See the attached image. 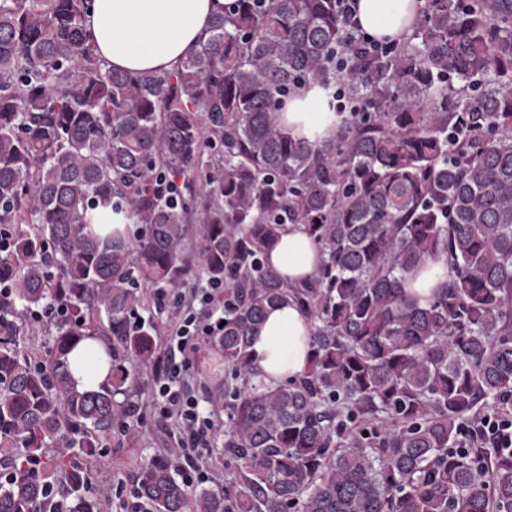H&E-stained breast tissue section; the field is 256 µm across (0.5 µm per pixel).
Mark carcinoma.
I'll use <instances>...</instances> for the list:
<instances>
[{
  "instance_id": "cac0c4a2",
  "label": "carcinoma",
  "mask_w": 512,
  "mask_h": 512,
  "mask_svg": "<svg viewBox=\"0 0 512 512\" xmlns=\"http://www.w3.org/2000/svg\"><path fill=\"white\" fill-rule=\"evenodd\" d=\"M90 2L0 0V512H99L76 455L97 460L156 354L141 289L195 264L224 282L241 479L197 491L151 457L149 512H512V450L459 439L479 404L512 412V0H426L380 54L348 42L337 0H233L167 72L106 66ZM338 82L359 111L293 138L284 100ZM114 215L141 235L96 231ZM290 224L322 256L303 285L266 262ZM438 258L448 283L423 306L406 277ZM290 299L310 368L255 384L251 339ZM42 307L60 310L45 365L21 349ZM91 333L112 381L84 391L68 355Z\"/></svg>"
}]
</instances>
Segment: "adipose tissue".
I'll list each match as a JSON object with an SVG mask.
<instances>
[{
  "label": "adipose tissue",
  "instance_id": "1",
  "mask_svg": "<svg viewBox=\"0 0 512 512\" xmlns=\"http://www.w3.org/2000/svg\"><path fill=\"white\" fill-rule=\"evenodd\" d=\"M229 0H93L84 30L108 67L127 71H170L194 53L207 36V24ZM423 0H355L359 29L377 41H404L412 32ZM290 135L312 142L335 136L339 116L326 89L313 84L289 99L282 111ZM321 256L311 237L289 228L269 254V265L288 283L315 274ZM312 323L295 305L268 309L252 339L251 365L257 380L277 384L304 375L311 362ZM79 389L96 390L112 378L106 345L84 337L69 356Z\"/></svg>",
  "mask_w": 512,
  "mask_h": 512
}]
</instances>
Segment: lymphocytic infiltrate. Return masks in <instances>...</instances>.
I'll list each match as a JSON object with an SVG mask.
<instances>
[{"mask_svg": "<svg viewBox=\"0 0 512 512\" xmlns=\"http://www.w3.org/2000/svg\"><path fill=\"white\" fill-rule=\"evenodd\" d=\"M187 303L168 304L165 293H158L157 306L171 311L169 345L161 359L150 388V398L164 419L181 435L175 456L183 475L204 473L198 450L224 429L221 413L214 407L201 406L186 385L197 365L202 337L215 335L224 319V286L205 283L189 289ZM492 441L502 448H512V419L486 414L473 421L463 433L464 444Z\"/></svg>", "mask_w": 512, "mask_h": 512, "instance_id": "lymphocytic-infiltrate-1", "label": "lymphocytic infiltrate"}]
</instances>
